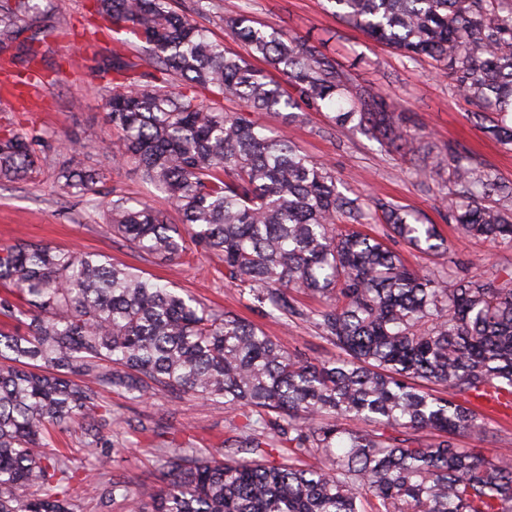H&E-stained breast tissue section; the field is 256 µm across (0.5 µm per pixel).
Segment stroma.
Listing matches in <instances>:
<instances>
[{"label":"stroma","instance_id":"35a3bbf8","mask_svg":"<svg viewBox=\"0 0 512 512\" xmlns=\"http://www.w3.org/2000/svg\"><path fill=\"white\" fill-rule=\"evenodd\" d=\"M239 12L319 45L356 82L391 95L399 109L413 114L422 148L414 159L403 158L362 133L341 131L324 112L309 113L305 123L288 127L269 112L253 113V120L275 131L287 128L304 153L335 170L346 194L379 196L408 206L423 221L435 224L448 245L442 254L427 255L391 241V248L410 265L450 270L462 261L484 281L494 280L502 267H512V248L461 234L448 218L444 183L415 174L451 145L512 184V150L483 132L447 75L427 60L402 58L342 23L331 14L327 0H212L210 11L198 22L226 51L244 56L247 46L223 21ZM54 22L58 33L39 50L33 84H16L14 66L0 59V132L14 130L37 138L41 156L36 178L0 182V245L28 240L109 256L113 262L189 291L208 308L254 321L284 348L319 360L334 359L335 348L312 322L261 316L249 292L225 280L221 254L199 248L181 261L170 262L132 249L107 230L105 194L111 190L132 198H153L169 223L181 221L180 214L142 180L135 165L114 164L108 151L113 130L105 103L112 83L103 71L114 49L140 57L143 45L128 31H114L105 23L94 11V0H59ZM65 143L94 147L91 163L102 175L104 191L96 202L59 194L56 173L62 159L59 148ZM109 405L112 438L124 448L110 469H94L78 427L56 433L57 445L67 449L73 467L90 474L88 481L74 484L70 491L75 512H93L102 485L114 478L126 482L132 498L151 504L169 480L161 466L165 451L190 439L199 448L222 447L225 433L239 421L236 413L221 406L168 393L140 402L115 394ZM463 445L489 457H512V415L485 411L482 429L468 435Z\"/></svg>","mask_w":512,"mask_h":512}]
</instances>
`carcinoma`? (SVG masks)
<instances>
[{"mask_svg":"<svg viewBox=\"0 0 512 512\" xmlns=\"http://www.w3.org/2000/svg\"><path fill=\"white\" fill-rule=\"evenodd\" d=\"M336 16L410 60L430 58L453 80L485 133L512 149V0H332ZM0 0V55L35 77L36 46L52 36L57 6ZM211 0L177 11L172 0H95L146 45L149 71L112 54V158L132 161L182 216L167 223L145 200L112 191L107 228L168 261L202 248L224 255V277L258 308L314 320L336 359H308L257 325L212 311L102 254L38 242L0 246V512H74L78 470L50 449L51 431L79 421L91 452L119 393L164 391L224 404L244 421L224 452L174 448L171 483L150 512H512V461L461 440L482 425L474 401L512 407V270L495 282L422 271L376 237L338 224L378 219L386 237L438 254L445 240L412 211L351 197L336 173L242 112L204 103L217 90L284 125L332 110L405 157L418 134L405 113L356 83L296 35L267 31L243 13L224 18L255 67L228 55L194 19ZM57 173L71 196L99 194L85 151L68 147ZM40 168L33 139L0 137V181ZM448 212L474 238L512 247V187L453 147ZM323 300L315 311L297 295ZM26 327L21 333L8 323ZM321 458L311 468L307 460ZM144 512L114 480L100 493Z\"/></svg>","mask_w":512,"mask_h":512,"instance_id":"1","label":"carcinoma"}]
</instances>
